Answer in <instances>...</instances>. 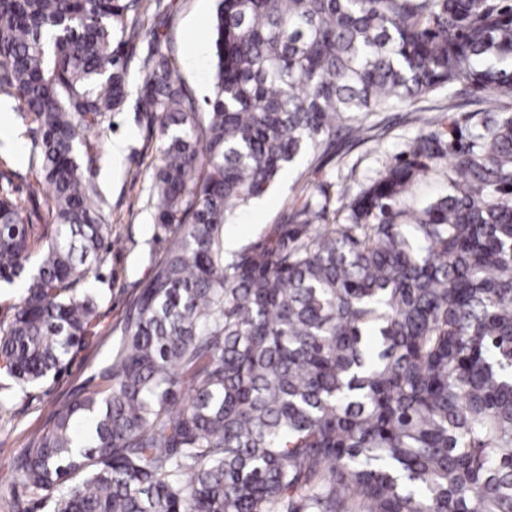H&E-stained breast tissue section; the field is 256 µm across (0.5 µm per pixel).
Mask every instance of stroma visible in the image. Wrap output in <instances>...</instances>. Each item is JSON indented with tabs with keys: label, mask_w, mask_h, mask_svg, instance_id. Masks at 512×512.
<instances>
[{
	"label": "stroma",
	"mask_w": 512,
	"mask_h": 512,
	"mask_svg": "<svg viewBox=\"0 0 512 512\" xmlns=\"http://www.w3.org/2000/svg\"><path fill=\"white\" fill-rule=\"evenodd\" d=\"M172 22L169 29L177 58L179 76L197 96L208 95L212 83L210 33L215 0H168ZM136 97H129L123 111L114 113L104 157L99 162L98 180L112 204V235L115 239L106 255L110 279L97 282L102 300L96 335L86 339L71 354L66 369L28 392L0 376V512H48L31 498L20 484L14 463L39 430L50 426L56 411L72 401L87 385L96 369L104 365L137 285L150 272V260L162 257L168 241L158 239L157 228L147 201L150 170L155 158V136ZM414 106L401 104L368 117L376 137L365 143L343 141L321 156L314 169L292 172L280 179L267 194L237 210L224 227L227 250L233 251L256 240L268 225L283 223L307 182L315 180L331 187L348 179L359 189L382 170L384 164L406 150L420 125L414 122ZM0 122L14 133L10 146L0 145V177H8L15 196L23 197L26 213L33 223L48 220L43 198H29L28 185L35 179L29 162L30 135L15 110L0 113Z\"/></svg>",
	"instance_id": "35a3bbf8"
}]
</instances>
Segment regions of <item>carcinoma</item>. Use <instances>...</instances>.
I'll return each instance as SVG.
<instances>
[{"instance_id":"1","label":"carcinoma","mask_w":512,"mask_h":512,"mask_svg":"<svg viewBox=\"0 0 512 512\" xmlns=\"http://www.w3.org/2000/svg\"><path fill=\"white\" fill-rule=\"evenodd\" d=\"M144 0H0V96L32 193L0 188V373L23 392L96 334L112 234L94 180L138 75L149 205L173 236L84 391L15 465L50 512H512V3L218 0L212 87L178 77ZM496 105L419 117L357 192L319 183L229 254L224 226L363 120L460 85ZM448 193L415 207L429 173ZM2 103L9 104L8 111L0 112L1 121L7 129L13 130L14 137L9 147L0 145V183H6L3 176H7L11 182L10 187L14 190V196H22L26 210L25 213L32 220L33 224H46L48 222L44 196L30 199L28 196V185L35 179L34 169L29 162L30 134L26 127L17 118V104L11 100L1 98ZM2 113V114H1Z\"/></svg>"}]
</instances>
